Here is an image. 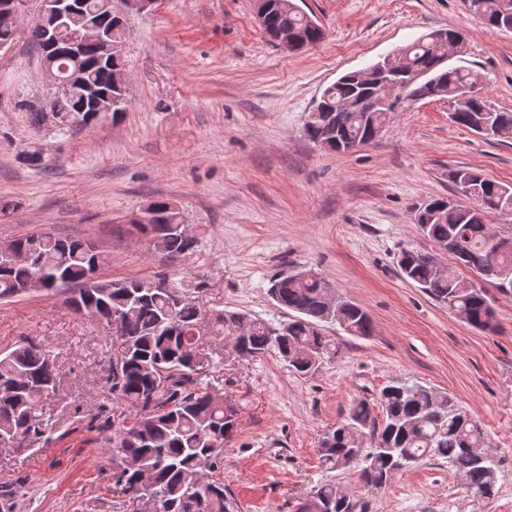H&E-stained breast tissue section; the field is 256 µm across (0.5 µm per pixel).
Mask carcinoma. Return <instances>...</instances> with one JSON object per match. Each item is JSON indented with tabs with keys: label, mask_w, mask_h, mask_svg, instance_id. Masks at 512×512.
I'll use <instances>...</instances> for the list:
<instances>
[{
	"label": "carcinoma",
	"mask_w": 512,
	"mask_h": 512,
	"mask_svg": "<svg viewBox=\"0 0 512 512\" xmlns=\"http://www.w3.org/2000/svg\"><path fill=\"white\" fill-rule=\"evenodd\" d=\"M490 30L512 28V13L503 10V0H470ZM265 32L270 37L282 29L296 31L302 43L312 46L323 37L303 12L285 11L278 0H264ZM99 19L112 33L117 15L109 14L106 0H65L57 11L24 22L15 21L0 8V43L14 42L24 34L40 52L41 59L63 77L81 74V83L55 90L47 103L59 125L70 112L89 113L94 104L112 99V114L126 111L127 88L124 61L114 59L103 43L86 46L78 56L70 53L71 38L89 19ZM432 31L401 47L395 61L394 80L403 87L406 101L438 98L453 102L461 90L482 85L481 74L465 66L443 62L448 42ZM424 73L421 82L406 84L405 72ZM363 76L355 71L327 86L319 96L323 111L306 118L304 133L318 147L347 151L348 144L377 136L394 109L382 105L364 112L359 103L368 98L383 71L367 67ZM491 122V137L512 142V111L493 108L479 94L466 99L453 123L472 132ZM450 178L470 205L455 204L442 214L420 205L414 220L430 241L448 244V254L469 268L482 283L457 277L440 278L433 272L434 255L414 249L399 254L404 277L413 281L431 299L451 312L462 311L471 327L496 332L495 311L485 286L512 295V239L489 242V223L497 217H512V184L499 182L473 169H457ZM151 206L159 217L136 229L151 238L155 251L180 256L194 250L196 239L172 232L183 223L179 209L158 199ZM16 247L33 254L31 263L0 264V299L27 293L40 284L46 291L73 287L79 297L70 302L78 312L115 325L108 360V391L112 402L133 418L112 431V455L119 458L121 476L117 485L128 492L152 498L158 512H241L237 499L221 478L208 473L218 469L224 443L237 427V411L224 406L203 382L206 359L199 352L201 336L196 326L201 311L195 301L166 280H136L87 283L92 256L80 240L62 239L51 233L30 234L16 239ZM267 294L287 318L272 325L260 318L234 311L214 314L213 325L227 340L237 341L242 356L260 358L273 349L288 368L308 375L323 359L336 353L322 327L335 324L350 336L372 334V321L360 305L336 298L332 289L313 273L295 279L283 273L270 280ZM61 377L51 351L34 344H19L0 351V442L19 453L50 440L49 425L37 414L43 397L61 396ZM382 423H377L373 405L360 400L350 406L344 420L325 433L320 442L324 469L344 471L360 468L367 486L381 488L399 471L428 460H442L465 477L479 498H491L497 483L495 456L482 425L464 411L445 391L417 382L384 386L377 398ZM209 462L208 471L201 463ZM359 501L333 481L314 486L298 503L297 512H358Z\"/></svg>",
	"instance_id": "1"
}]
</instances>
